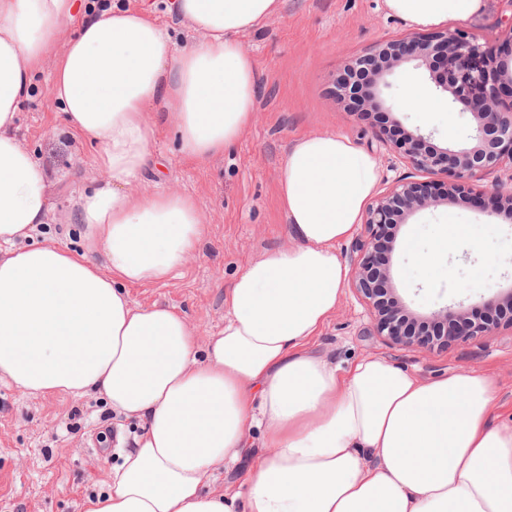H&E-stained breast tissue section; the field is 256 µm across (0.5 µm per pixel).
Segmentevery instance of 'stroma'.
<instances>
[{
    "mask_svg": "<svg viewBox=\"0 0 512 512\" xmlns=\"http://www.w3.org/2000/svg\"><path fill=\"white\" fill-rule=\"evenodd\" d=\"M485 10L452 23L477 43L500 44L512 35V0H486ZM76 24L63 27L18 118L22 145L55 179L56 208L40 225L34 243L55 240L74 252L85 249L83 226L70 201L101 173L97 145L74 137L49 90L66 40ZM411 28L389 16L383 0H282L278 13L241 39L258 65L254 118L238 141L209 163L189 161L181 152L168 118L155 117L156 162L136 189L175 190L192 196L206 216L203 241L188 263L164 281L128 287L133 307L153 304L183 315L196 332L199 350L224 326L225 299L245 266L267 252L287 247L288 224L278 197L277 175L290 142L312 132L348 135L374 155L380 189L413 175L410 164L384 146L366 121L346 112L329 95L330 80L349 59L379 42L410 36ZM432 93L429 72L406 64L398 68L387 91L395 116L409 130L432 134L435 144L462 143L474 122L458 109L422 119L402 109L407 82ZM481 229L479 249L460 245L430 274L419 257L433 245L448 219ZM386 283L414 317L446 305L472 308L512 289V223L474 204H438L420 210L398 231L388 255ZM311 347L347 365L366 356L432 379L467 370L492 373L498 385L494 423L512 424V329L503 327L477 341H456L429 350H407L378 336L367 302L345 286L340 305ZM143 431L137 420L113 413L98 395L74 398L32 396L0 382V512H82L85 497L107 491L124 451ZM264 453L261 432L244 449L236 466L217 469L214 487L239 491L244 474Z\"/></svg>",
    "mask_w": 512,
    "mask_h": 512,
    "instance_id": "stroma-1",
    "label": "stroma"
}]
</instances>
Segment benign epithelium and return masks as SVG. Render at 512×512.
Here are the masks:
<instances>
[{"instance_id":"7a95c632","label":"benign epithelium","mask_w":512,"mask_h":512,"mask_svg":"<svg viewBox=\"0 0 512 512\" xmlns=\"http://www.w3.org/2000/svg\"><path fill=\"white\" fill-rule=\"evenodd\" d=\"M512 56L509 43L480 45L458 33L437 32L377 44L363 56L347 61L331 80L332 94L349 112L379 128L382 144L420 172L444 173L448 181L402 179L377 196L367 207L364 239L351 245L354 288L369 303L379 335L405 349H422L436 342L487 336L512 328V289L502 301H489L484 311L470 314L448 307L432 312L423 322H412L382 284L389 276L381 246L393 249L395 229L417 211L467 199L468 182L489 171L512 166V68L503 54ZM412 62L427 66L435 87L450 95L448 104H460L474 118L466 140L454 147H439L420 130L405 129L392 117L393 106L384 96L388 78ZM495 215L512 220V189L501 187L477 199Z\"/></svg>"}]
</instances>
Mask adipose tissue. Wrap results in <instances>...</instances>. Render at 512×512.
Wrapping results in <instances>:
<instances>
[{
  "mask_svg": "<svg viewBox=\"0 0 512 512\" xmlns=\"http://www.w3.org/2000/svg\"><path fill=\"white\" fill-rule=\"evenodd\" d=\"M75 0H0V381L32 395L100 393L147 425L83 512H512V426H497L492 374L424 380L365 357L349 368L308 347L338 307L352 237L379 182L377 160L340 133H309L279 168L291 244L250 263L224 327L198 356L186 318L131 306L126 285L167 279L198 249L189 195L135 190L152 156L151 111L198 163L251 124L256 60L240 37L280 0H171L198 34L177 48L150 8L109 6L68 40L50 93L69 131L99 145L104 176L73 202L86 249L31 244L52 182L16 119ZM414 29L464 21L484 0H384ZM268 452L242 491L211 486L251 428Z\"/></svg>",
  "mask_w": 512,
  "mask_h": 512,
  "instance_id": "obj_1",
  "label": "adipose tissue"
}]
</instances>
